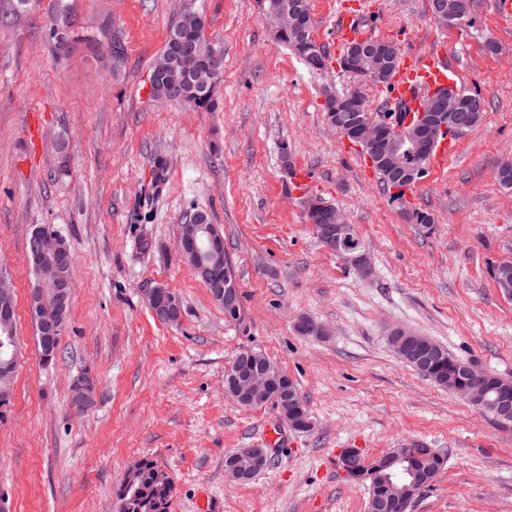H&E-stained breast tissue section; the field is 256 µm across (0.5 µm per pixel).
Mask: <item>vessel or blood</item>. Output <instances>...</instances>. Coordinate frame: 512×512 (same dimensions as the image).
<instances>
[{
    "label": "vessel or blood",
    "mask_w": 512,
    "mask_h": 512,
    "mask_svg": "<svg viewBox=\"0 0 512 512\" xmlns=\"http://www.w3.org/2000/svg\"><path fill=\"white\" fill-rule=\"evenodd\" d=\"M460 74L443 53L431 52L399 66L392 77L389 93L395 101L412 103L420 90L457 86Z\"/></svg>",
    "instance_id": "vessel-or-blood-1"
}]
</instances>
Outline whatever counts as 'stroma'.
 <instances>
[{
	"mask_svg": "<svg viewBox=\"0 0 512 512\" xmlns=\"http://www.w3.org/2000/svg\"><path fill=\"white\" fill-rule=\"evenodd\" d=\"M71 49L56 54L38 0L0 24V280L17 299L19 369L0 418V491L7 512H119L113 490L146 456L175 485L172 512H366L367 490L340 466L342 449L371 459L422 444L445 458L410 512H512V428L402 363L394 327L432 337L479 368L512 377V300L491 270L512 261V0H472L467 20L434 22L428 0H309L312 35L336 59L340 11H358L374 39L403 58L445 51L460 90L484 102L440 171L390 201L358 147L325 119L323 91L360 89L375 115L395 111L383 86H359L336 66L309 71L277 37L262 0H68ZM203 12L221 47L217 109L155 99L149 75L186 8ZM120 37L112 62L93 41ZM67 141V153L55 150ZM162 183H155L157 164ZM305 168L311 183L296 190ZM317 196L357 228L361 272L322 247L305 214ZM430 213L413 224L406 211ZM206 212L224 234L241 317L224 308L177 249L181 224ZM53 227L74 257V293L56 356L43 361L28 312L34 285L26 240ZM162 285L179 324L146 302ZM324 338L294 330L298 316ZM265 353L298 385L308 433L266 405L224 394L244 350ZM97 380L94 404L71 407V385ZM236 448L273 462L237 485L224 472Z\"/></svg>",
	"mask_w": 512,
	"mask_h": 512,
	"instance_id": "obj_1",
	"label": "stroma"
}]
</instances>
